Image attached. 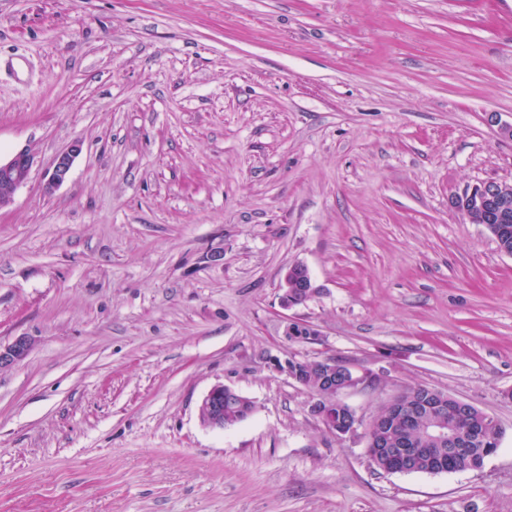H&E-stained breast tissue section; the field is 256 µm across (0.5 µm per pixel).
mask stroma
I'll return each instance as SVG.
<instances>
[{
	"instance_id": "1",
	"label": "stroma",
	"mask_w": 512,
	"mask_h": 512,
	"mask_svg": "<svg viewBox=\"0 0 512 512\" xmlns=\"http://www.w3.org/2000/svg\"><path fill=\"white\" fill-rule=\"evenodd\" d=\"M512 0H0V512H512ZM82 140L53 193L44 174ZM224 260L211 262L212 252ZM315 294L283 310L288 268ZM317 340L284 336L286 320ZM493 417L482 469L389 474L273 356ZM255 404L205 427L215 385ZM34 166V156L27 150L2 159L0 156V205L10 202L28 182ZM454 205L468 220L485 224L488 231L489 224L504 228L495 239L501 252L512 255V185L495 181L475 185Z\"/></svg>"
}]
</instances>
